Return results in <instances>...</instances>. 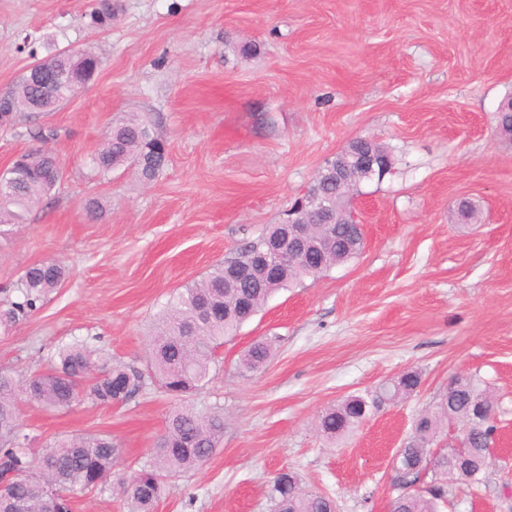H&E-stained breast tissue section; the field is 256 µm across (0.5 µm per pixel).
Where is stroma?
<instances>
[{
	"instance_id": "1",
	"label": "stroma",
	"mask_w": 512,
	"mask_h": 512,
	"mask_svg": "<svg viewBox=\"0 0 512 512\" xmlns=\"http://www.w3.org/2000/svg\"><path fill=\"white\" fill-rule=\"evenodd\" d=\"M0 0V94L36 60L89 51L84 89L26 126L0 130V169L43 146L62 184L0 235V301L22 270L55 258L67 277L37 312L0 332V364L44 369L85 341L144 368L152 322L176 289L287 220L317 170L350 140L387 146L392 170L354 201L361 253L274 294L218 350L196 394L155 385L122 406L22 408L35 448L107 434L122 456L103 493L72 512H127L122 478L149 461L174 411L224 414V437L173 479L155 512H271L269 487L296 472L338 512H390L393 455L453 376L498 403L499 452L483 484H453L452 512H512V141L496 110L512 95V0ZM254 56L239 54L244 43ZM146 118L168 143L152 182L97 175L113 120ZM100 205L89 219L88 200ZM268 338L264 369L241 356ZM421 383L330 442L319 416L403 373Z\"/></svg>"
}]
</instances>
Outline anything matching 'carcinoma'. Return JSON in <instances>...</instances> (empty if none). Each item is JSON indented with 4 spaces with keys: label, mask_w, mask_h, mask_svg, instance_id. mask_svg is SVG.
Segmentation results:
<instances>
[{
    "label": "carcinoma",
    "mask_w": 512,
    "mask_h": 512,
    "mask_svg": "<svg viewBox=\"0 0 512 512\" xmlns=\"http://www.w3.org/2000/svg\"><path fill=\"white\" fill-rule=\"evenodd\" d=\"M9 97L14 107L11 126H16L21 110L27 111L30 123L42 115L32 106L39 98L36 87L20 82ZM167 157L166 141L155 136L144 119L132 114L113 122L104 147L92 158V166L102 176L131 168L142 180L152 181L163 170ZM59 168L56 156L43 149L22 154L13 177L0 180V227L23 223L30 207L61 184ZM278 231L279 226L268 225L257 239L237 250L230 262L249 261ZM361 250L357 227L338 224L327 250L314 254L307 264L288 262L271 279L246 285L220 267L192 281L158 316L144 369L104 356L82 342L55 350L43 371L22 375L1 365L0 483L7 486L0 495V512H69L71 499L104 490L120 455L112 436L105 434L64 437L36 453L30 451L36 437L23 432L20 400L68 409L86 400L123 405L149 384L176 398L195 393L219 367L217 351L224 339L256 315L268 297L306 278L317 279ZM66 276L65 266L54 259L27 266L13 288L15 297L0 303V328L6 331L40 309ZM271 354L268 341L252 344L239 361L241 372L261 370ZM420 383L419 374L410 371L377 387L368 398L349 396L320 416L318 430L331 440L346 435L381 407L409 397ZM496 411L494 398L474 378H452L437 406L419 414L396 469L400 486H411L428 475V489L401 493L392 503V512H440V506L448 502V481L459 477L450 467L457 451L446 448L434 453L431 445L442 426L452 420L470 427L469 484L480 485L490 464L485 448L493 442ZM223 436L221 412L200 414L184 409L171 414L153 448V460L134 470L122 486L129 512H153L167 492L169 479L200 466L213 455ZM270 499L273 512H336L332 498L304 491L292 471L275 477Z\"/></svg>",
    "instance_id": "obj_1"
}]
</instances>
